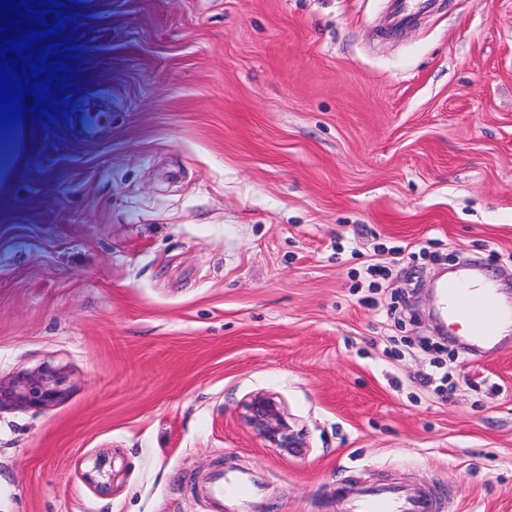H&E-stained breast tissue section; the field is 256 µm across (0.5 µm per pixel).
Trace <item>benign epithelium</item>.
I'll use <instances>...</instances> for the list:
<instances>
[{
	"mask_svg": "<svg viewBox=\"0 0 512 512\" xmlns=\"http://www.w3.org/2000/svg\"><path fill=\"white\" fill-rule=\"evenodd\" d=\"M64 376L60 369L39 366L0 381V410L43 409L65 398ZM244 421L252 432L271 448L294 454L303 447L299 433L288 421L281 402L266 393H256L245 404Z\"/></svg>",
	"mask_w": 512,
	"mask_h": 512,
	"instance_id": "benign-epithelium-1",
	"label": "benign epithelium"
}]
</instances>
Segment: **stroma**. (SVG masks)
I'll return each instance as SVG.
<instances>
[{
  "label": "stroma",
  "instance_id": "stroma-1",
  "mask_svg": "<svg viewBox=\"0 0 512 512\" xmlns=\"http://www.w3.org/2000/svg\"><path fill=\"white\" fill-rule=\"evenodd\" d=\"M71 5L66 107L0 186V378L69 393L0 412V512H233L220 473L252 512H512V332L448 351L427 291L476 258L512 299V0L392 37L382 0ZM257 392L299 455L246 425ZM64 376L60 369L39 366L0 381V410L43 409L65 398ZM215 491L219 499L226 498L242 504L249 503L254 495L251 484L241 477L224 478V483H219ZM343 512H439L431 490L411 486H363L345 492Z\"/></svg>",
  "mask_w": 512,
  "mask_h": 512
}]
</instances>
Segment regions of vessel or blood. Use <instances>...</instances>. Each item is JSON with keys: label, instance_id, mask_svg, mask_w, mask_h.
<instances>
[{"label": "vessel or blood", "instance_id": "vessel-or-blood-1", "mask_svg": "<svg viewBox=\"0 0 512 512\" xmlns=\"http://www.w3.org/2000/svg\"><path fill=\"white\" fill-rule=\"evenodd\" d=\"M385 28L397 31L413 27L420 15L432 12L436 0H388ZM439 307L449 321H463L469 328L465 343L479 349L495 344L502 326H512V303H504L496 288L469 265L444 282ZM216 495L237 503H248L254 491L241 477H228L216 487ZM343 512H439L440 504L431 490L411 486H363L343 497Z\"/></svg>", "mask_w": 512, "mask_h": 512}]
</instances>
